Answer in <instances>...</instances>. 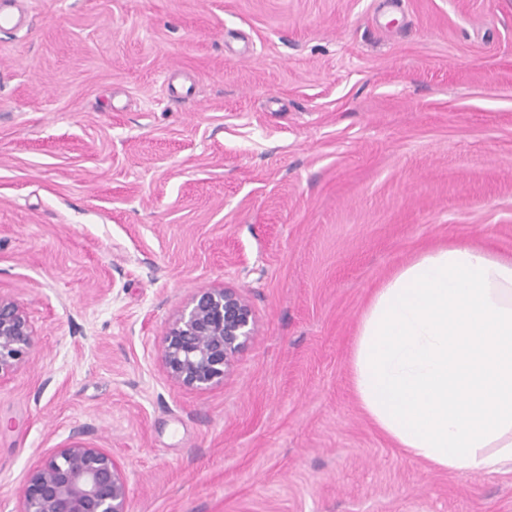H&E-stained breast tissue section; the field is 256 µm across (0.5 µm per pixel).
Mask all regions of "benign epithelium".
Here are the masks:
<instances>
[{"mask_svg": "<svg viewBox=\"0 0 512 512\" xmlns=\"http://www.w3.org/2000/svg\"><path fill=\"white\" fill-rule=\"evenodd\" d=\"M256 320L233 288H202L169 325L163 363L174 382L207 389L253 339ZM36 333L24 306L0 294V384L28 364ZM18 512H129L128 486L112 456L75 435L44 457L18 493Z\"/></svg>", "mask_w": 512, "mask_h": 512, "instance_id": "1", "label": "benign epithelium"}]
</instances>
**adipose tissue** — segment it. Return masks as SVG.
Here are the masks:
<instances>
[{
  "label": "adipose tissue",
  "mask_w": 512,
  "mask_h": 512,
  "mask_svg": "<svg viewBox=\"0 0 512 512\" xmlns=\"http://www.w3.org/2000/svg\"><path fill=\"white\" fill-rule=\"evenodd\" d=\"M350 366L360 409L407 453L512 471V259L466 243L414 257L364 309Z\"/></svg>",
  "instance_id": "ef3b65f1"
}]
</instances>
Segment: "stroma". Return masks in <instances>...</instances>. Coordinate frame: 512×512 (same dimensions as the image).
<instances>
[{"label":"stroma","mask_w":512,"mask_h":512,"mask_svg":"<svg viewBox=\"0 0 512 512\" xmlns=\"http://www.w3.org/2000/svg\"><path fill=\"white\" fill-rule=\"evenodd\" d=\"M0 34V512L82 434L130 512H512L362 413L377 288L455 240L512 255V0H25ZM237 289L224 381L173 382L172 318ZM36 336L24 306L0 294V384L31 361Z\"/></svg>","instance_id":"obj_1"}]
</instances>
